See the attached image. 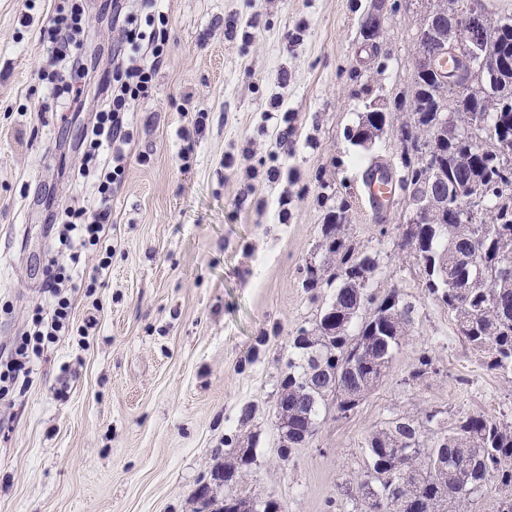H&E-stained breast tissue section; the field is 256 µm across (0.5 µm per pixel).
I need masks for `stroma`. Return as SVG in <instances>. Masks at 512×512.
<instances>
[{
    "instance_id": "1",
    "label": "stroma",
    "mask_w": 512,
    "mask_h": 512,
    "mask_svg": "<svg viewBox=\"0 0 512 512\" xmlns=\"http://www.w3.org/2000/svg\"><path fill=\"white\" fill-rule=\"evenodd\" d=\"M437 5L159 0L167 51L132 109L134 140L111 201V269L97 277L86 259L79 271L97 288L72 293L75 326L91 316L98 324L49 345L25 394L0 400V512H197L194 492L231 432L257 440L240 488L273 494L288 512H355L345 491L366 467L364 439L392 414L512 421V380L468 348L402 246L406 196L377 222L363 195L369 159L399 156L416 35ZM60 7L80 11L94 66L65 111L41 81L40 29ZM370 12L383 17L372 46L359 35ZM111 15L106 0H0V348L41 301L49 212L93 203L91 183L71 188L69 174L82 162L96 82L111 68ZM374 102L387 126L368 147L350 143L347 130ZM199 111L204 130L181 139ZM284 129L291 151L279 155ZM273 165L281 175L271 182ZM341 203L350 242L379 256L367 291H399L413 323L358 408L346 417L328 409L284 461L275 408L288 338L312 327L333 293L302 281ZM424 358L432 372L412 380ZM246 404L255 413L243 426Z\"/></svg>"
}]
</instances>
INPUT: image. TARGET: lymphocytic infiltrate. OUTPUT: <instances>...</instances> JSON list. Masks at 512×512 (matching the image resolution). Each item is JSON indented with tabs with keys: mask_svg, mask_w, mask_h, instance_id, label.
I'll return each instance as SVG.
<instances>
[{
	"mask_svg": "<svg viewBox=\"0 0 512 512\" xmlns=\"http://www.w3.org/2000/svg\"><path fill=\"white\" fill-rule=\"evenodd\" d=\"M157 0H141L139 13L112 7V29L117 38L112 45L111 77L101 88L102 105L86 128V156L100 175L97 190L101 204L94 214L85 210H66L67 220L57 238L56 257L51 264L55 272L44 285L45 305L37 307L31 317L32 332L16 337L11 355L0 370V382L30 378L41 354L68 330L73 303L66 291L82 287L78 275L81 254L95 251L98 273H107L112 264V239L109 226L112 213L107 206L114 186L120 185L125 173L128 148L133 140L130 111L146 94L153 73L160 63L165 32L155 26ZM78 12H57L41 30L51 45L47 92L59 96L60 85L68 75L88 76L90 67L77 36L80 32Z\"/></svg>",
	"mask_w": 512,
	"mask_h": 512,
	"instance_id": "obj_1",
	"label": "lymphocytic infiltrate"
}]
</instances>
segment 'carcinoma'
Here are the masks:
<instances>
[{
    "mask_svg": "<svg viewBox=\"0 0 512 512\" xmlns=\"http://www.w3.org/2000/svg\"><path fill=\"white\" fill-rule=\"evenodd\" d=\"M490 49L500 64L488 73L472 65L475 94L446 99L440 72L414 74L410 122L401 128L398 186L431 193L439 204L430 222L403 243L425 273V288L448 308L459 335L487 366L512 376V279H500L504 252L512 250V16L493 21ZM385 112H366L346 138L364 145L386 126ZM346 208L339 205L321 225L325 259L304 269L303 287L314 291L338 281L319 320L288 339L280 389L287 393L286 461L305 444L303 434L334 404L347 416L382 380L408 336L414 307L391 290L383 298L366 291L376 257L359 254L342 235ZM371 314L351 331L362 307ZM224 438L230 458L224 484L238 482L256 449ZM366 469L349 495L359 512H471L490 484L503 490L496 512H512V422L481 414L444 424L431 410L423 422L400 414L365 438ZM256 512H281L273 494L252 495Z\"/></svg>",
    "mask_w": 512,
    "mask_h": 512,
    "instance_id": "cac0c4a2",
    "label": "carcinoma"
}]
</instances>
